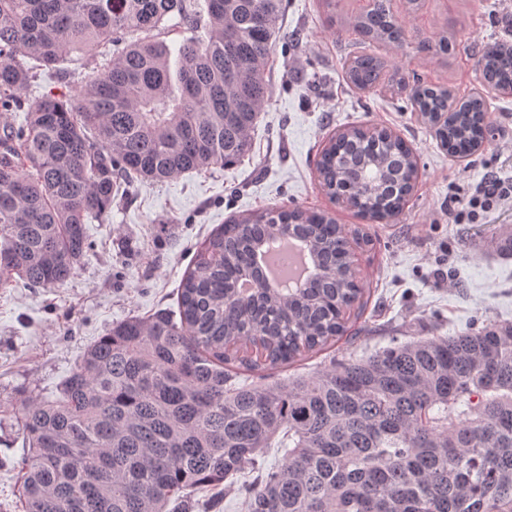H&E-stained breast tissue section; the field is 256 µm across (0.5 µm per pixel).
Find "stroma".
<instances>
[{
    "instance_id": "obj_1",
    "label": "stroma",
    "mask_w": 512,
    "mask_h": 512,
    "mask_svg": "<svg viewBox=\"0 0 512 512\" xmlns=\"http://www.w3.org/2000/svg\"><path fill=\"white\" fill-rule=\"evenodd\" d=\"M391 0L407 26L404 45L387 56L406 80L445 86L461 98L482 83L478 58L486 44L512 43V0ZM455 41L445 57L428 44ZM359 44L332 22L320 0H285L265 71L273 92L238 164L139 182L109 213L88 224L92 248L74 277L58 288H0V512H21L22 400L56 393L84 351L112 324L176 308L178 288L197 246L229 220L271 207L325 211L346 230L362 229L369 246L356 252L370 290L362 315L327 350L282 368L308 376L329 356L360 358L391 337L452 335L486 319L512 322V258L492 244L512 226V207L478 224L448 221L455 182L478 181L489 170L512 176V95L490 99L494 135L472 157L438 145L406 93H360L344 79V63ZM356 125L400 133L411 144L419 177L399 216L372 223L336 205L315 176L317 150L334 129Z\"/></svg>"
}]
</instances>
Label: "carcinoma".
<instances>
[{
    "label": "carcinoma",
    "mask_w": 512,
    "mask_h": 512,
    "mask_svg": "<svg viewBox=\"0 0 512 512\" xmlns=\"http://www.w3.org/2000/svg\"><path fill=\"white\" fill-rule=\"evenodd\" d=\"M0 0V112L22 107L40 69L107 48L77 96L44 94L0 134V283L58 288L92 248L87 224L122 185L231 166L271 96L265 63L283 0ZM178 14L189 31L171 72L163 42H125ZM366 44L345 62L360 91L406 87L371 46L406 39L390 0L331 14ZM34 61L29 65L23 62ZM485 91L435 130L466 158L489 134V93H512V47L482 51ZM450 92L416 78L414 111L435 125ZM381 174L368 194L359 178ZM316 171L330 199L379 221L401 212L418 174L407 142L349 126ZM300 239L313 273L275 288L254 250ZM352 237L327 213L266 208L198 245L178 311L129 317L84 352L53 400L21 404L24 512H191L188 490L217 493L245 472L243 512H512V322L330 359L309 377L272 374L325 346L364 310ZM281 460L266 465L270 452Z\"/></svg>",
    "instance_id": "obj_1"
}]
</instances>
